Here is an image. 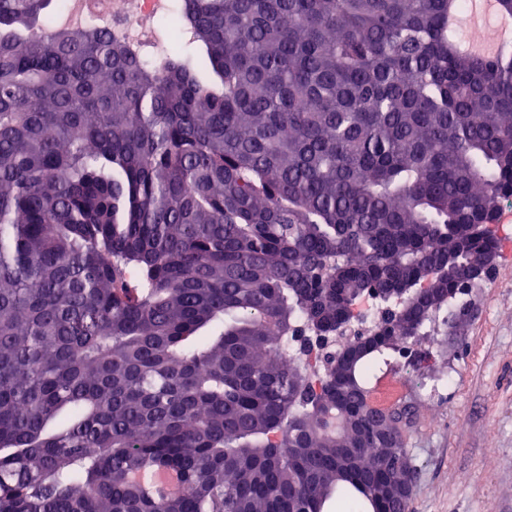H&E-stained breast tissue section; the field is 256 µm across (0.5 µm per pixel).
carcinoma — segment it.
Returning <instances> with one entry per match:
<instances>
[{
    "mask_svg": "<svg viewBox=\"0 0 512 512\" xmlns=\"http://www.w3.org/2000/svg\"><path fill=\"white\" fill-rule=\"evenodd\" d=\"M52 4L0 0V512L403 495L412 406L366 382L497 254L512 53L456 50L448 0H183L152 67L36 34ZM363 314L365 316L363 324L351 326V329L345 332L344 335L338 339V342L336 343V351L344 348L353 339V336H365L367 334L366 330L376 324L379 316V310L374 300L369 304V307Z\"/></svg>",
    "mask_w": 512,
    "mask_h": 512,
    "instance_id": "obj_1",
    "label": "carcinoma"
}]
</instances>
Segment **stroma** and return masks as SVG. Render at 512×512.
Masks as SVG:
<instances>
[{
    "mask_svg": "<svg viewBox=\"0 0 512 512\" xmlns=\"http://www.w3.org/2000/svg\"><path fill=\"white\" fill-rule=\"evenodd\" d=\"M453 307L437 336L413 341L410 363L390 360L386 372L416 377L404 390L417 409L403 433L410 512H512V282L486 277ZM445 375L447 391L422 395L421 382Z\"/></svg>",
    "mask_w": 512,
    "mask_h": 512,
    "instance_id": "1",
    "label": "stroma"
}]
</instances>
